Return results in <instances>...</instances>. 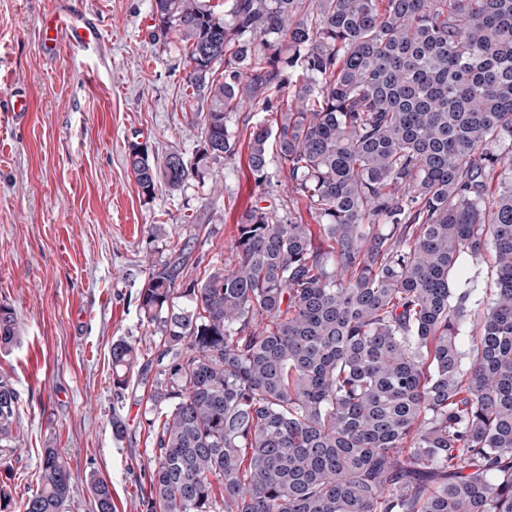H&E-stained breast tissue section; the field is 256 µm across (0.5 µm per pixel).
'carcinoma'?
<instances>
[{
	"instance_id": "obj_1",
	"label": "carcinoma",
	"mask_w": 512,
	"mask_h": 512,
	"mask_svg": "<svg viewBox=\"0 0 512 512\" xmlns=\"http://www.w3.org/2000/svg\"><path fill=\"white\" fill-rule=\"evenodd\" d=\"M152 16L206 107L192 158L130 150L139 192L208 183L236 152L230 113L264 112L254 182L275 148L326 246L263 194L205 277L179 281L182 249L150 263L151 512H512V0H153ZM490 246L477 312L452 283ZM17 340L0 307V347ZM139 359L112 343L114 388ZM19 414L0 381V457ZM70 496L48 448L23 512Z\"/></svg>"
}]
</instances>
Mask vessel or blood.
Instances as JSON below:
<instances>
[{"instance_id": "1", "label": "vessel or blood", "mask_w": 512, "mask_h": 512, "mask_svg": "<svg viewBox=\"0 0 512 512\" xmlns=\"http://www.w3.org/2000/svg\"><path fill=\"white\" fill-rule=\"evenodd\" d=\"M50 28L42 29L39 43L47 51H65L74 57L86 50L100 32V20L72 9L69 0H56V6L49 14ZM0 111L5 112L13 123H23L29 115L25 91L14 87L4 100L0 101Z\"/></svg>"}]
</instances>
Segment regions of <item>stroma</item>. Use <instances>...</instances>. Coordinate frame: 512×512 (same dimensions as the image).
<instances>
[{
  "label": "stroma",
  "mask_w": 512,
  "mask_h": 512,
  "mask_svg": "<svg viewBox=\"0 0 512 512\" xmlns=\"http://www.w3.org/2000/svg\"><path fill=\"white\" fill-rule=\"evenodd\" d=\"M100 17L101 44L83 58H50L35 35L51 0H0V97L24 85V125L0 116V306L11 307L20 341L0 351V380L20 395L15 448L0 465L20 512L39 483L45 449L68 462L67 512H96L91 477L107 481L114 512H150L147 391L141 373L112 384L111 347L125 339L148 354L152 328L138 296L149 261L186 248L191 280L231 255L242 213L257 198L248 168L245 113L230 116L235 155L213 164L221 195L190 182L142 196L127 162L133 143L162 157H192L200 143L184 97L187 62L177 38L155 40L152 0H78ZM278 216L316 218L277 157L266 167ZM494 253L461 256L458 290L486 305ZM125 433L115 437L113 421Z\"/></svg>",
  "instance_id": "1"
}]
</instances>
